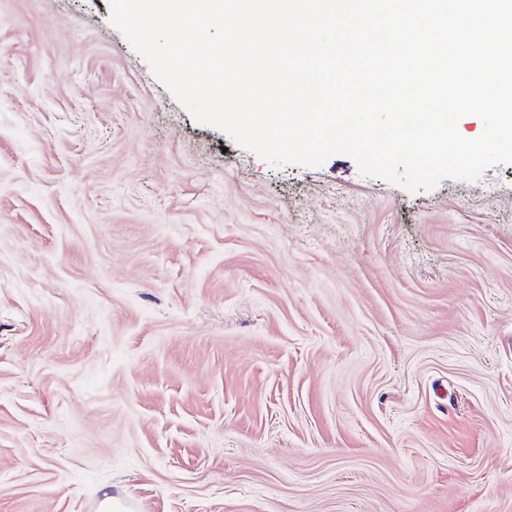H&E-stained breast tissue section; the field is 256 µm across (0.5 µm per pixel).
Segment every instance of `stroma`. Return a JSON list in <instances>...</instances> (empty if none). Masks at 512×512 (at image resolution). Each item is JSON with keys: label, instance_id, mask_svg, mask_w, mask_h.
I'll use <instances>...</instances> for the list:
<instances>
[{"label": "stroma", "instance_id": "stroma-1", "mask_svg": "<svg viewBox=\"0 0 512 512\" xmlns=\"http://www.w3.org/2000/svg\"><path fill=\"white\" fill-rule=\"evenodd\" d=\"M107 495L512 512V162L272 163L109 0H0V512Z\"/></svg>", "mask_w": 512, "mask_h": 512}]
</instances>
